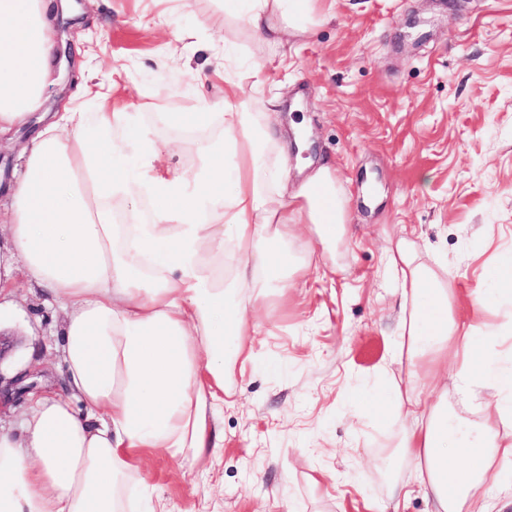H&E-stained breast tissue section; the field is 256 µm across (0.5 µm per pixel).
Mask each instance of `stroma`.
<instances>
[{
    "mask_svg": "<svg viewBox=\"0 0 512 512\" xmlns=\"http://www.w3.org/2000/svg\"><path fill=\"white\" fill-rule=\"evenodd\" d=\"M58 31L56 82L42 109L128 112L157 141L159 89L170 112L191 111L182 90L224 100V80L199 47L224 38L240 93L278 128L305 121L304 160L336 170L349 235L335 252L313 244L311 265L288 292L269 289L257 312L254 360L233 373L209 426L217 454L143 458L139 476L165 512H382L410 462L395 450L402 424L374 408L384 389L413 379L390 361L400 297L386 252L403 237L448 267L458 315L470 293L512 258V0H335L331 17L278 52L215 0H85ZM266 64L255 85L248 65ZM0 223L10 257L14 335L0 362L9 379L31 365L58 389L62 316L43 305Z\"/></svg>",
    "mask_w": 512,
    "mask_h": 512,
    "instance_id": "obj_1",
    "label": "stroma"
}]
</instances>
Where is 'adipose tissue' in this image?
Returning <instances> with one entry per match:
<instances>
[{
  "mask_svg": "<svg viewBox=\"0 0 512 512\" xmlns=\"http://www.w3.org/2000/svg\"><path fill=\"white\" fill-rule=\"evenodd\" d=\"M322 0H224V11L265 42L304 31ZM49 0H0V136L40 112L22 146L24 167L5 194L10 238L44 302L64 311V392L29 395L21 434L0 430V512H140L125 498L145 453L200 457L236 363H248L251 313L284 266L303 272L312 241L335 248L347 200L331 166L288 183V143L266 112L249 111L228 81L224 109L197 99L162 112L201 168L164 165L172 142L132 131L125 112H41L53 69ZM297 244L300 256L281 252ZM389 264L400 282L393 362L436 374L453 366L479 427L449 415L446 393L426 400L392 387L408 421L399 441L430 512H493L481 487L512 466V357L474 367L478 317L459 320L451 292L418 246L399 240Z\"/></svg>",
  "mask_w": 512,
  "mask_h": 512,
  "instance_id": "ef3b65f1",
  "label": "adipose tissue"
}]
</instances>
